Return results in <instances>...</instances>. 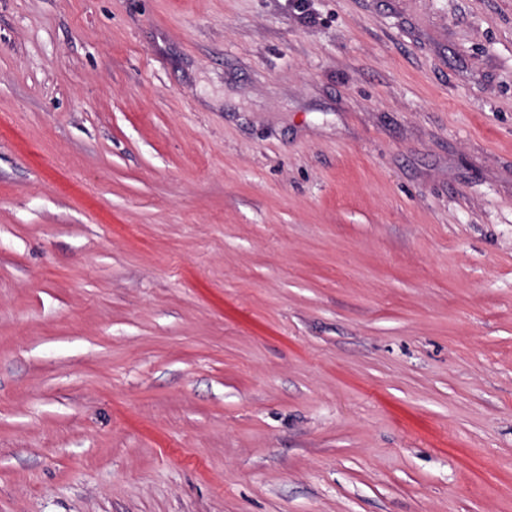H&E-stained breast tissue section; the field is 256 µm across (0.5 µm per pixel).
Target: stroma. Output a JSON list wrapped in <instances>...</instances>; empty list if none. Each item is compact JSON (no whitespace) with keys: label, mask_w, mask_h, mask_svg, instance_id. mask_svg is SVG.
Listing matches in <instances>:
<instances>
[{"label":"stroma","mask_w":512,"mask_h":512,"mask_svg":"<svg viewBox=\"0 0 512 512\" xmlns=\"http://www.w3.org/2000/svg\"><path fill=\"white\" fill-rule=\"evenodd\" d=\"M0 512H512V0H0Z\"/></svg>","instance_id":"stroma-1"}]
</instances>
